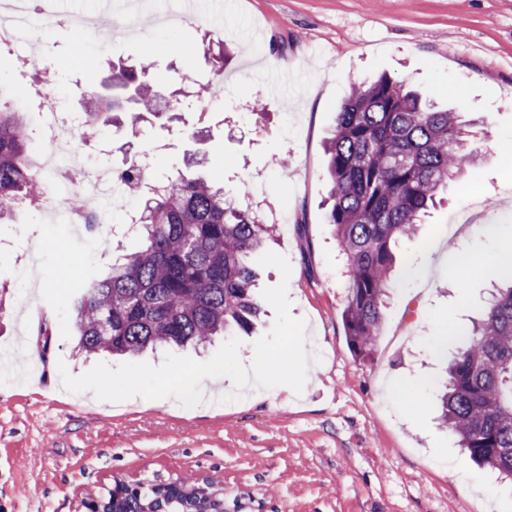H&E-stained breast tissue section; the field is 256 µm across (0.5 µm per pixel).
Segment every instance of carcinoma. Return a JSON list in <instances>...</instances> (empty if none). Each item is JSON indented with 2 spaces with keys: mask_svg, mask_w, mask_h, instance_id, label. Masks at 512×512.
Segmentation results:
<instances>
[{
  "mask_svg": "<svg viewBox=\"0 0 512 512\" xmlns=\"http://www.w3.org/2000/svg\"><path fill=\"white\" fill-rule=\"evenodd\" d=\"M205 59L220 75L223 46L206 49ZM154 67L150 59L112 64V99L89 95L84 131L97 130L106 111L117 128L165 109L209 111L198 90L189 100L163 96ZM469 137L456 113L387 76L349 85L326 146L327 219L346 259L343 320L354 355L370 356L382 328L397 244L415 234L439 190L474 165ZM29 139L20 113L0 103V220L33 204L41 184L27 163ZM152 166V155L144 152L115 175L141 195ZM134 227L140 249L106 276L91 278L74 299L81 351L135 356L149 347L202 345L254 326L261 306L248 259L263 254L273 225L228 202L224 188L181 174L146 199ZM475 272L502 284L471 332L448 330L460 346L438 398L443 422L469 457L512 480V264ZM104 502L106 512H224L221 497L196 485L138 483Z\"/></svg>",
  "mask_w": 512,
  "mask_h": 512,
  "instance_id": "cac0c4a2",
  "label": "carcinoma"
}]
</instances>
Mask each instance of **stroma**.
Listing matches in <instances>:
<instances>
[{
    "label": "stroma",
    "instance_id": "stroma-1",
    "mask_svg": "<svg viewBox=\"0 0 512 512\" xmlns=\"http://www.w3.org/2000/svg\"><path fill=\"white\" fill-rule=\"evenodd\" d=\"M167 2L115 0L124 28L94 66L75 68L64 28L42 36V52L81 109L89 90L107 92L114 61L147 57L182 75L201 66L202 38L226 47L213 114L152 117L135 134L102 123L90 161L119 168L154 147L166 179L203 158L200 174L226 199L273 224L268 249L291 275L256 266L255 289L286 283L305 349L321 360L302 393L251 386L241 400L189 409L65 390L59 365L79 376L99 361L75 350V283L141 242L119 222L98 241L46 223L44 207H21L0 224V512H87L116 482L144 480L211 487L224 512H512V486L461 452L435 394L458 347L445 328L470 327L492 291L488 277L449 270L450 255L497 265L512 243V0H223L173 28L155 20ZM27 59L24 48L0 52V101L20 103L35 156L45 145L25 95ZM381 75L476 121L478 160L399 243L383 328L362 360L342 319L325 145L349 84ZM255 95L263 113L247 109ZM460 211L470 224L452 223ZM44 324L49 382L36 385L24 367Z\"/></svg>",
    "mask_w": 512,
    "mask_h": 512
}]
</instances>
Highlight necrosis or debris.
<instances>
[{"label": "necrosis or debris", "instance_id": "necrosis-or-debris-1", "mask_svg": "<svg viewBox=\"0 0 512 512\" xmlns=\"http://www.w3.org/2000/svg\"><path fill=\"white\" fill-rule=\"evenodd\" d=\"M58 22L71 32L83 35L86 42L99 51L111 50L113 22L92 25L90 15L82 9L60 11L58 0H0V49L14 52L17 45L32 42L36 31ZM28 61L30 71L37 77L29 94L41 105L44 132L50 143L38 172L52 189L48 198L51 213L59 216L62 223H72L67 200L73 186L78 185L86 193L87 208L97 224L111 223L112 192L116 184L111 170L83 161L75 146L81 115L67 112L62 98L46 96V86L57 83L60 78L58 69L34 51L30 52Z\"/></svg>", "mask_w": 512, "mask_h": 512}]
</instances>
